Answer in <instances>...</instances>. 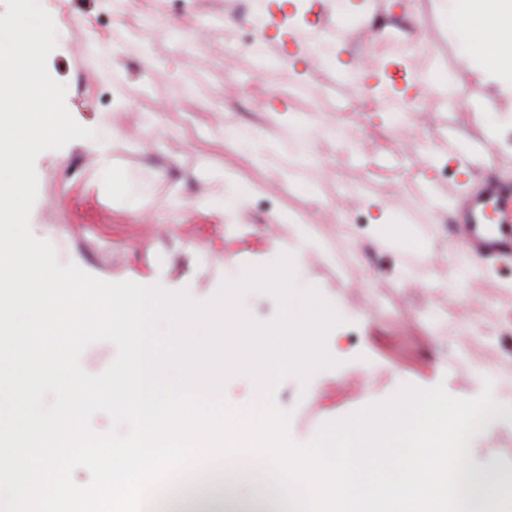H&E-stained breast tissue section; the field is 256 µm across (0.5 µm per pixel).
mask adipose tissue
Returning <instances> with one entry per match:
<instances>
[{"label": "adipose tissue", "instance_id": "ef3b65f1", "mask_svg": "<svg viewBox=\"0 0 512 512\" xmlns=\"http://www.w3.org/2000/svg\"><path fill=\"white\" fill-rule=\"evenodd\" d=\"M455 37L476 55L483 78L501 73L512 56L502 52L512 41V0H451Z\"/></svg>", "mask_w": 512, "mask_h": 512}]
</instances>
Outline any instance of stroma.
<instances>
[{
	"instance_id": "obj_1",
	"label": "stroma",
	"mask_w": 512,
	"mask_h": 512,
	"mask_svg": "<svg viewBox=\"0 0 512 512\" xmlns=\"http://www.w3.org/2000/svg\"><path fill=\"white\" fill-rule=\"evenodd\" d=\"M41 5L57 33L48 70L66 84L73 119L95 132L35 160L30 228L60 263L203 302L308 232L317 247L297 268L347 317L326 342L337 367L277 388L301 445L405 384L512 401V261H461L448 230L460 176L442 149L455 140L512 181V95L478 78L449 37V0ZM276 9L293 27L357 28L284 59L267 26ZM417 30L412 52L381 55L387 33ZM396 64L407 83L390 78ZM340 70L348 83L336 84ZM388 94L409 95L402 117L383 108ZM418 184L433 209L425 266L410 274L402 246L380 238L404 222ZM469 465L512 472L511 420L472 438Z\"/></svg>"
}]
</instances>
